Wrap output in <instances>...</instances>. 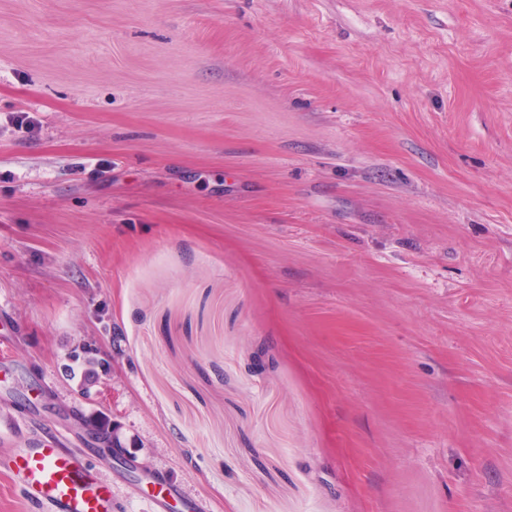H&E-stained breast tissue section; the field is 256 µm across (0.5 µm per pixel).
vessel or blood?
<instances>
[{"mask_svg":"<svg viewBox=\"0 0 512 512\" xmlns=\"http://www.w3.org/2000/svg\"><path fill=\"white\" fill-rule=\"evenodd\" d=\"M0 470L44 512H112V486L85 459L50 435L0 448Z\"/></svg>","mask_w":512,"mask_h":512,"instance_id":"1","label":"vessel or blood"}]
</instances>
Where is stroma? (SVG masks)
I'll return each mask as SVG.
<instances>
[{"mask_svg":"<svg viewBox=\"0 0 512 512\" xmlns=\"http://www.w3.org/2000/svg\"><path fill=\"white\" fill-rule=\"evenodd\" d=\"M0 412L113 512H512V0H0ZM85 345V343L82 346L78 345L70 357L75 361L81 360L84 365V379L80 389L84 394H88L100 377V369L102 370L104 367L98 354L90 348L86 349ZM78 424L89 438L98 437L100 439L98 450L102 454L111 456L113 460L117 461H122L126 459L128 453L124 449L125 446L122 444L120 437L118 436L117 427L115 423H112V434H103L99 430L98 426L85 419H80L78 421Z\"/></svg>","mask_w":512,"mask_h":512,"instance_id":"35a3bbf8","label":"stroma"}]
</instances>
